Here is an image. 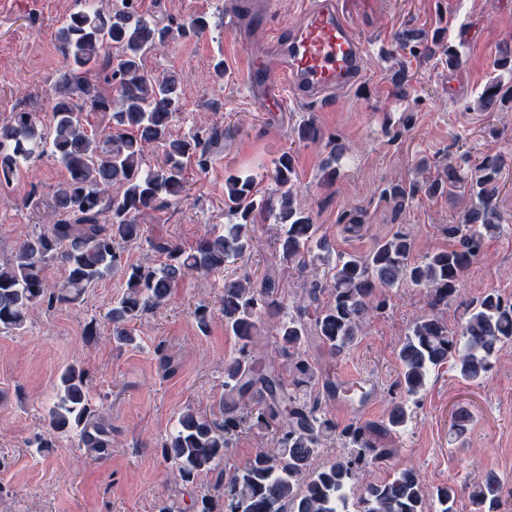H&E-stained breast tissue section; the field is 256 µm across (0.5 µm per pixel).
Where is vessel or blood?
Instances as JSON below:
<instances>
[{"label": "vessel or blood", "instance_id": "b4317fda", "mask_svg": "<svg viewBox=\"0 0 512 512\" xmlns=\"http://www.w3.org/2000/svg\"><path fill=\"white\" fill-rule=\"evenodd\" d=\"M264 0H230L225 26L239 31L244 16L263 17ZM366 47L339 7L338 0H309L300 20L271 42L264 54H248L243 79L254 101L267 112H284L289 96L326 102L350 89L364 75ZM347 392L337 395L342 409L370 403L372 383L343 379Z\"/></svg>", "mask_w": 512, "mask_h": 512}]
</instances>
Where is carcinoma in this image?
I'll return each instance as SVG.
<instances>
[{
    "label": "carcinoma",
    "instance_id": "carcinoma-1",
    "mask_svg": "<svg viewBox=\"0 0 512 512\" xmlns=\"http://www.w3.org/2000/svg\"><path fill=\"white\" fill-rule=\"evenodd\" d=\"M136 2L125 0L121 9H103L96 0H87L84 8L65 19L56 40L67 77L50 126H44L35 112H14L0 123V185L10 183L20 163L35 154L47 155L67 172L51 194L34 191L26 202L33 210L45 209L46 229L24 238L13 258L0 263V330L23 328L43 301L78 302L119 265L121 246L145 240L146 230L139 223L143 213L162 210L187 196V162L194 159L204 166L219 139L214 127L172 137L170 127L182 108L181 78L175 72L149 78L142 70L144 57L176 36L205 32L207 15L198 14L177 27L163 25L143 17ZM401 44L425 58L440 48L448 56V68L460 65L452 46L420 31L403 32ZM495 66L512 73L511 43L499 46ZM91 74L115 84L118 98L103 96ZM509 102L512 84L493 78L480 93L477 108L497 112ZM84 112L102 113L108 132L100 135L89 129ZM297 135L301 141L323 138L312 119L299 125ZM149 145L161 151V161L145 170ZM506 163L501 154L485 155L467 168L450 159L441 175L412 187L394 184L383 190L398 207L418 191L430 197L456 188L466 192L469 203L457 223L443 227L448 239L455 241L447 250L412 261L414 238L401 227L364 257H337L323 277L304 283L290 308L270 274L258 286L246 275L224 277L220 311L225 329L240 343L238 355L224 362V397L218 413L210 417L185 408L177 431L162 444V454L175 466L177 479L192 483L219 466L228 435L242 426L269 434L272 447L260 449L234 469L224 479L222 496L201 494L194 502L196 512H342L350 495L354 512H454L464 489L477 512H501L505 483L496 475L438 488L432 508L415 468L406 467L381 483L365 482L361 472L364 465L388 458V449L378 447L379 433L406 424L408 399L424 389L432 371L447 364L466 381L482 380L491 369V358L512 342L511 295L495 289L485 292L469 305L458 328L449 327L437 313L460 293L466 271L483 255L485 239L501 230L499 177ZM296 179L289 153L276 163L274 191L261 198L256 197L253 179L231 175L225 182L230 222L224 233L204 236L189 251L162 238L148 240L154 251L165 255V262L126 271L123 295L106 313L113 339L121 345L132 341L131 325L164 305L183 277L221 271L252 251L254 222L261 214L274 216L284 227L278 240L284 260L303 267L304 252L312 246L330 254L311 209L297 202ZM50 262L65 271L57 290L45 279ZM405 283L426 291L430 313L409 327L398 351L396 389L401 397L391 398L381 424L353 421L340 429L320 410L319 397L312 396L316 369L310 351L318 347L331 357L343 353L385 310L390 291ZM266 321L274 350L288 366L286 382L275 361L257 350ZM471 420L468 407H457L452 413L455 434H463ZM48 426L57 433L78 431V446L91 454L101 455L112 445V425L96 416L87 374L74 366L59 376ZM335 435L357 452L323 462L321 448Z\"/></svg>",
    "mask_w": 512,
    "mask_h": 512
}]
</instances>
